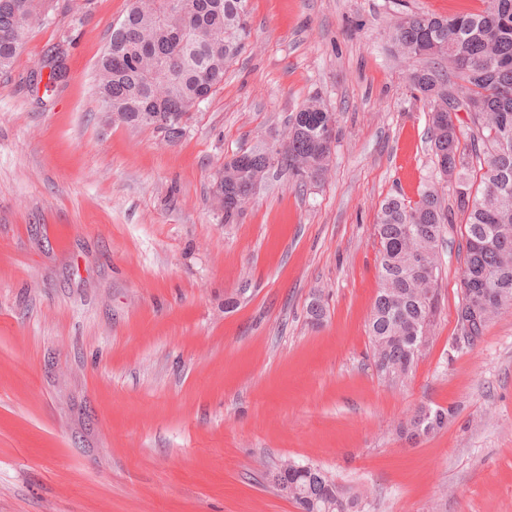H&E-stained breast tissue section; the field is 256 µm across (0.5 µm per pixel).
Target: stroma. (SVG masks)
I'll use <instances>...</instances> for the list:
<instances>
[{"instance_id":"35a3bbf8","label":"stroma","mask_w":512,"mask_h":512,"mask_svg":"<svg viewBox=\"0 0 512 512\" xmlns=\"http://www.w3.org/2000/svg\"><path fill=\"white\" fill-rule=\"evenodd\" d=\"M129 5L57 0L0 74V512H299L268 478L287 459L362 512H512V309L457 352L461 215L404 382L378 377L367 334L381 206L436 183L388 30L478 0H247L243 51L174 143L95 93ZM54 48L65 78L33 84ZM314 96L339 129L325 178L273 168L225 223L216 172ZM422 405L448 423L411 443Z\"/></svg>"}]
</instances>
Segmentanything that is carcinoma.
<instances>
[{
  "mask_svg": "<svg viewBox=\"0 0 512 512\" xmlns=\"http://www.w3.org/2000/svg\"><path fill=\"white\" fill-rule=\"evenodd\" d=\"M191 2L190 24L179 11L166 9V0H131L97 63L103 112L118 106L127 113L126 125L152 127L171 143L181 138L182 118L193 105L223 86L224 72L248 35L246 0ZM50 8L51 0H0V72L14 63L24 23ZM389 38L414 62L408 79L429 108L437 172L465 217L457 326L472 343L493 317L512 308V0H487L477 13L409 14L394 24ZM43 66L51 67L56 82L65 76L58 49ZM461 111L469 121L468 146L461 145ZM332 122L336 113L312 97L290 115L280 143L225 162L224 223L235 219L276 164L302 181L318 180L331 162L332 149L323 136L332 132ZM446 223L448 212L435 188L424 189L412 205L391 197L378 215L379 290L368 333L374 367L388 383L407 377L413 365L411 337L431 327L438 311L437 247ZM419 255L428 266L418 264ZM489 292L498 301L485 307L483 317L467 315ZM447 422L448 411L421 406L399 425V433L418 442ZM271 481L288 486V497L301 512H360L317 466L285 460Z\"/></svg>",
  "mask_w": 512,
  "mask_h": 512,
  "instance_id": "carcinoma-1",
  "label": "carcinoma"
}]
</instances>
